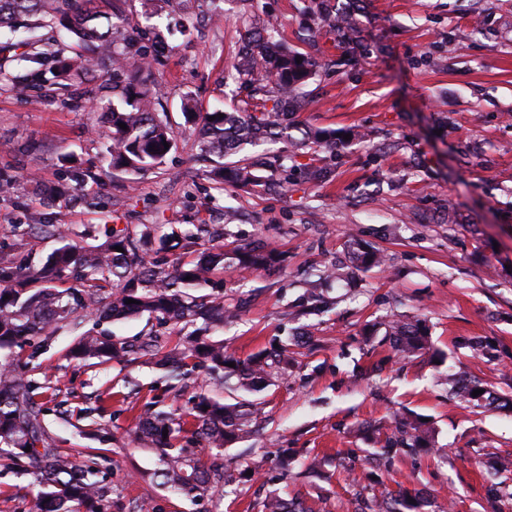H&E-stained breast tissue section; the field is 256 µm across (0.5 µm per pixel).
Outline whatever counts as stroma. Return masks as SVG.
<instances>
[{"label": "stroma", "mask_w": 512, "mask_h": 512, "mask_svg": "<svg viewBox=\"0 0 512 512\" xmlns=\"http://www.w3.org/2000/svg\"><path fill=\"white\" fill-rule=\"evenodd\" d=\"M332 18L310 14L304 0H120L135 53L146 39L163 42L149 88L160 117L176 136L158 168L116 172L88 181L50 210L53 223L83 246L110 227L141 231L164 224L180 237L223 234L226 249L274 252L275 268L224 269V304L237 317L220 337L243 360L297 333L286 375L263 394L250 437L227 447L180 442L188 455L224 466L254 464V480L235 475L208 494L167 488L159 453L129 442L148 403H185L223 386L198 375L182 395L149 357L91 367L67 355L75 336L60 332L30 362L49 395L45 424L56 447L103 449L96 479L104 512H262L266 496L299 493L318 512H355L358 500L397 485L426 493L433 512H504L512 492V409L461 403L440 372L464 369L512 397V0H328ZM312 57L296 123L337 133L335 148L315 145L292 157L287 189L269 170L265 187L214 189L181 104L198 111L244 107L251 89L237 70L246 30L264 32ZM111 71H79L69 90L44 87L17 94L0 82V250L40 259L51 239L14 232L47 193L68 184L66 154L96 160L111 131L94 112L112 101ZM325 168L312 183L300 168ZM384 263L355 268L361 247ZM342 267L341 280L320 278ZM421 320L443 361L399 357L388 336L392 321ZM433 423L429 452L380 462L365 422L384 431L394 415ZM290 449L289 471L277 464ZM322 457L321 475L305 469ZM37 486L27 465L0 459V512H32Z\"/></svg>", "instance_id": "35a3bbf8"}]
</instances>
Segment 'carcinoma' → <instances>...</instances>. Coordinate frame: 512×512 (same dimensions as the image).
<instances>
[{
	"label": "carcinoma",
	"mask_w": 512,
	"mask_h": 512,
	"mask_svg": "<svg viewBox=\"0 0 512 512\" xmlns=\"http://www.w3.org/2000/svg\"><path fill=\"white\" fill-rule=\"evenodd\" d=\"M104 0H0V30L20 27L35 31L55 23L63 25L87 52L83 63L94 68L106 60L112 70H127L139 78L118 93L119 104L112 105L109 123L112 136L100 160L107 175L113 171L140 173L161 164L174 135L168 123L155 112L146 86L150 60L143 51L131 58L116 50L117 37L127 23L117 0L109 2L110 13L101 12ZM114 18L106 29L97 26L102 17ZM29 51L19 55L24 73L11 76L16 90L27 92L37 80L43 85L64 88L71 79V66L60 59L61 49L39 43L32 37L24 42ZM240 65L247 83L260 101L241 112H197L191 102L184 113L198 129L201 151L212 157L211 180L224 190L231 181L241 187H254L264 181L263 162L224 163V157L259 139L285 140L295 152L312 144H335L336 136L321 130H304L288 124V113L301 108L303 88L311 78L316 62L278 41L261 36L247 43ZM223 117H218V114ZM215 120H210V117ZM127 129L120 128V124ZM299 132L300 136L293 135ZM16 229L32 238H52L57 247L36 263L11 260L0 255V456L25 458L39 477L37 512H102L101 488L90 479L91 468L80 465L68 454L52 447L44 423V403L38 400L41 386L21 371L19 351L35 346V340H49L58 332L77 330L91 316L104 319L132 318L148 314L161 324L193 327L182 336V343L168 350L158 361L171 379L180 380L196 372L215 376L231 391L258 394L274 385V379L288 366L287 347L264 350L239 361L224 352V342L205 336L224 328L233 312L224 308L218 275L224 264L233 262L252 272L271 267L276 257L255 248L224 249V244L208 248L191 261L179 257L149 259L141 241L151 229L136 234L126 229H110L105 239L89 248L81 247L62 226L52 223L46 213L34 212L30 223ZM123 248L118 252L115 247ZM133 303L128 304L126 300ZM202 326H196L197 321ZM389 336L399 356L408 359L431 349L429 336L421 323L394 321ZM161 347V337L150 336L137 346L112 340L109 335L81 333L69 355L91 365L135 360ZM234 366H228V363ZM459 400L480 405L499 404L500 398L472 392L480 389L464 372L445 374ZM261 412L259 403L246 398L227 402L207 394L194 396L186 406L168 411L155 410L153 418L141 420L128 434L134 443L158 449L163 483L191 495L208 492L212 471L199 458H190L175 447L174 441L187 435L207 448H222L252 433V424ZM168 431L162 436V431ZM434 429L424 418L408 414L395 432L378 440L383 454L406 452L430 445ZM30 451H25V448ZM431 502L404 489L373 499L368 512H429ZM265 512H312L300 501L268 497Z\"/></svg>",
	"instance_id": "carcinoma-1"
}]
</instances>
